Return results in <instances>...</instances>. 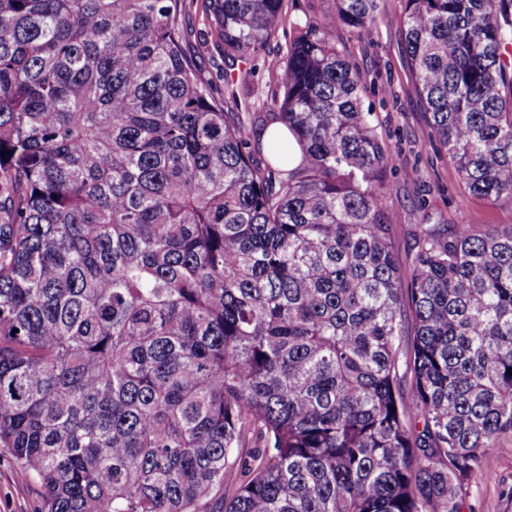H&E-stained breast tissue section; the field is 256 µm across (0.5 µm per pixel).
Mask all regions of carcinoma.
Wrapping results in <instances>:
<instances>
[{"label":"carcinoma","mask_w":512,"mask_h":512,"mask_svg":"<svg viewBox=\"0 0 512 512\" xmlns=\"http://www.w3.org/2000/svg\"><path fill=\"white\" fill-rule=\"evenodd\" d=\"M404 2L432 132L512 202V0ZM194 6L232 62L288 15L0 0V450L37 512H463L512 434V226L420 224L399 253L333 42L379 0L295 24L267 112L201 79Z\"/></svg>","instance_id":"carcinoma-1"}]
</instances>
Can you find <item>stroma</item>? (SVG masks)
<instances>
[{"label":"stroma","mask_w":512,"mask_h":512,"mask_svg":"<svg viewBox=\"0 0 512 512\" xmlns=\"http://www.w3.org/2000/svg\"><path fill=\"white\" fill-rule=\"evenodd\" d=\"M289 26L278 33L266 50L275 55L293 35L292 23L328 16L332 0H289ZM403 0H383L375 23L367 30L337 27L336 47L358 66L367 79L362 95L373 114L377 133L390 151L388 177L393 190L388 206L397 225L396 246L409 253L420 224H512V203H488L464 187L444 150L435 148L431 129L414 91L406 67L402 26ZM183 23L191 32L185 53L201 64V77L211 83L216 97H227L229 85L240 70L262 65L263 58L225 63L214 37L208 33L201 12L186 14ZM512 487V436L500 438L489 449L483 472L468 486L467 504L473 512H512L503 491ZM36 495L23 480L8 455L0 456V512H33Z\"/></svg>","instance_id":"1"}]
</instances>
